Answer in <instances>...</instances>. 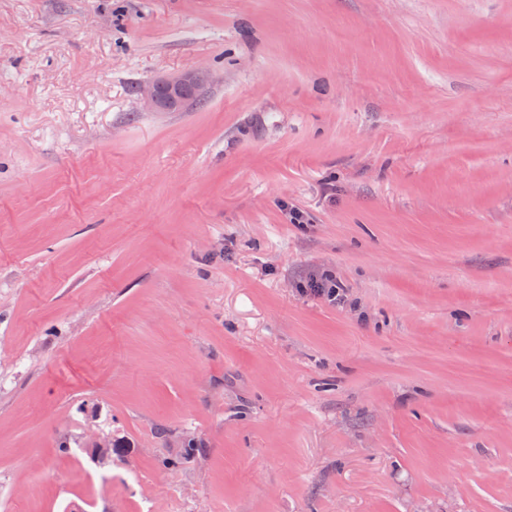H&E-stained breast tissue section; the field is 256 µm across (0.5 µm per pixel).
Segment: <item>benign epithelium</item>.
Wrapping results in <instances>:
<instances>
[{"label": "benign epithelium", "mask_w": 512, "mask_h": 512, "mask_svg": "<svg viewBox=\"0 0 512 512\" xmlns=\"http://www.w3.org/2000/svg\"><path fill=\"white\" fill-rule=\"evenodd\" d=\"M209 69L199 68L177 76L154 80L147 85H139L136 95L147 106L172 111L191 99L201 97L203 91L212 83Z\"/></svg>", "instance_id": "obj_1"}]
</instances>
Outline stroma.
Masks as SVG:
<instances>
[{"label": "stroma", "mask_w": 512, "mask_h": 512, "mask_svg": "<svg viewBox=\"0 0 512 512\" xmlns=\"http://www.w3.org/2000/svg\"><path fill=\"white\" fill-rule=\"evenodd\" d=\"M0 512H512V0H0ZM212 81L211 71L199 68L174 77L154 80L147 85L140 84L136 95L151 108L173 111L191 99L200 98Z\"/></svg>", "instance_id": "obj_1"}]
</instances>
